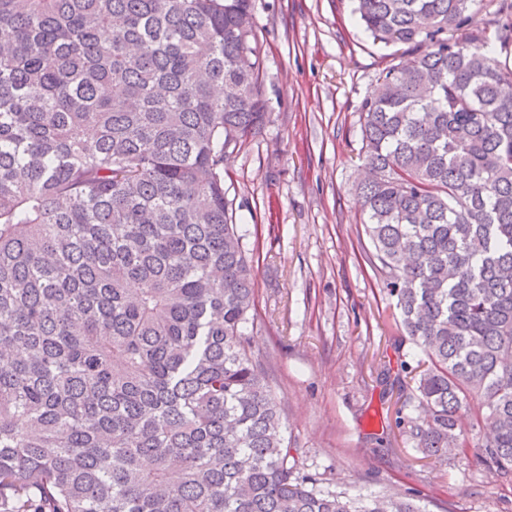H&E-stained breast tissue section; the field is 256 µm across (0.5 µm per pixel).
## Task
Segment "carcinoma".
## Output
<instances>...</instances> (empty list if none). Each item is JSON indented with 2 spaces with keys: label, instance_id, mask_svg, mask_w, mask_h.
<instances>
[{
  "label": "carcinoma",
  "instance_id": "cac0c4a2",
  "mask_svg": "<svg viewBox=\"0 0 512 512\" xmlns=\"http://www.w3.org/2000/svg\"><path fill=\"white\" fill-rule=\"evenodd\" d=\"M355 2L410 55L361 102L360 193L411 436L507 476L512 0ZM254 7L0 0V512H426L317 488L252 354L224 153L267 114Z\"/></svg>",
  "mask_w": 512,
  "mask_h": 512
}]
</instances>
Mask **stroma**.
Returning a JSON list of instances; mask_svg holds the SVG:
<instances>
[{
  "label": "stroma",
  "mask_w": 512,
  "mask_h": 512,
  "mask_svg": "<svg viewBox=\"0 0 512 512\" xmlns=\"http://www.w3.org/2000/svg\"><path fill=\"white\" fill-rule=\"evenodd\" d=\"M352 0H256L269 112L224 158V188L253 258L252 352L288 441L319 486L350 498L399 493L426 512H512V478L474 454L418 450L423 412L395 347L393 299L365 254L359 106L379 70L406 61L374 44Z\"/></svg>",
  "instance_id": "1"
}]
</instances>
